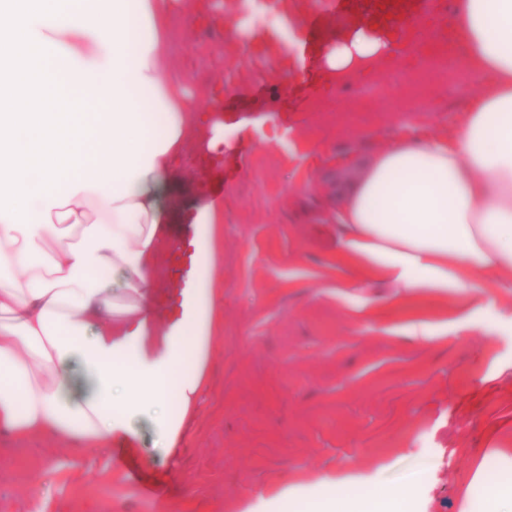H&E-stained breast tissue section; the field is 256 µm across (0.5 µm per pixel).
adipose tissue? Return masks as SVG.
<instances>
[{"instance_id": "1", "label": "adipose tissue", "mask_w": 512, "mask_h": 512, "mask_svg": "<svg viewBox=\"0 0 512 512\" xmlns=\"http://www.w3.org/2000/svg\"><path fill=\"white\" fill-rule=\"evenodd\" d=\"M170 0H11L0 26V434L111 447L151 420L156 445L186 439L224 329L214 271L224 207L197 210L201 287L160 328L148 302L163 280L165 225L184 206L172 179L189 147L224 152V121L195 105L194 74L168 49ZM453 35L477 92L452 123L416 124L393 148L350 153L325 190L339 260L405 307L454 292L472 306L512 272V0H454ZM68 71L59 74L49 48ZM403 41L357 29L325 53L338 83L389 65ZM150 94V110L137 99ZM124 277L113 291L111 275ZM321 512H413L375 489H330Z\"/></svg>"}]
</instances>
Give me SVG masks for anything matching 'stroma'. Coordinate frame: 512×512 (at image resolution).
<instances>
[{
	"label": "stroma",
	"mask_w": 512,
	"mask_h": 512,
	"mask_svg": "<svg viewBox=\"0 0 512 512\" xmlns=\"http://www.w3.org/2000/svg\"><path fill=\"white\" fill-rule=\"evenodd\" d=\"M311 3L293 29L277 0H201L172 21L199 109L222 106L226 168L224 338L184 444L161 453L143 418L109 448L57 446L55 470L41 473L29 466L41 440L0 436V512H72L80 498L84 512H243L270 498L280 512H317L334 480L360 496L376 485L408 495L416 512H492L490 478L512 483L496 448L512 433V288L472 313L444 296L419 314L434 339L409 335L390 289L337 265L319 176L351 150L393 146L402 123L450 124L478 81L440 74L416 100L422 45L359 76L352 94L326 89L328 48L419 0ZM132 464L160 496L96 480Z\"/></svg>",
	"instance_id": "1"
}]
</instances>
